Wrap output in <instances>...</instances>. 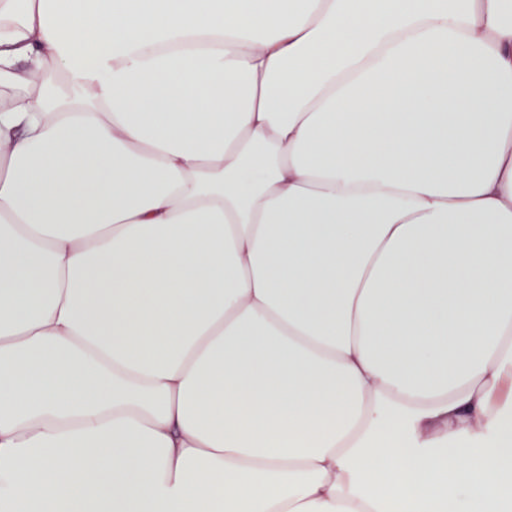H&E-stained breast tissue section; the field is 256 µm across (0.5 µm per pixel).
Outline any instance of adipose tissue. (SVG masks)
Segmentation results:
<instances>
[{
    "label": "adipose tissue",
    "instance_id": "1",
    "mask_svg": "<svg viewBox=\"0 0 512 512\" xmlns=\"http://www.w3.org/2000/svg\"><path fill=\"white\" fill-rule=\"evenodd\" d=\"M512 0H0V512L512 507Z\"/></svg>",
    "mask_w": 512,
    "mask_h": 512
}]
</instances>
